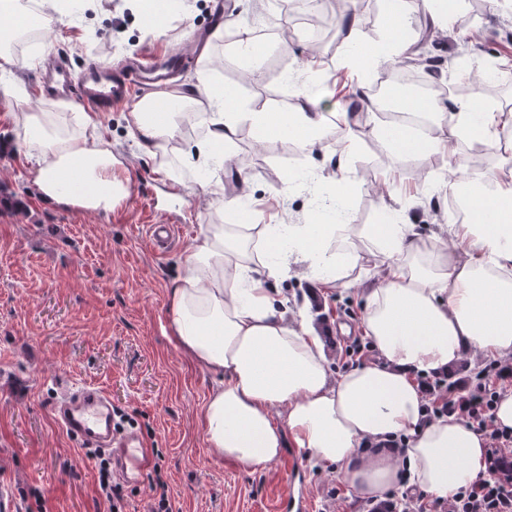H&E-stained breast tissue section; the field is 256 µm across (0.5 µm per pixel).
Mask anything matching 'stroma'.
Instances as JSON below:
<instances>
[{
    "label": "stroma",
    "instance_id": "obj_1",
    "mask_svg": "<svg viewBox=\"0 0 512 512\" xmlns=\"http://www.w3.org/2000/svg\"><path fill=\"white\" fill-rule=\"evenodd\" d=\"M191 10L162 31H147L139 0H82L79 12L53 16L21 54L37 63L52 53L67 58L73 73L92 60L119 62L139 53H180L192 60L179 81L193 89L200 73L233 89L246 106L283 109L289 76H304L309 111L333 121L342 112L356 78L372 83L381 68L360 74L339 67L345 49L337 20L310 25L288 16L266 30L249 24L261 0H185ZM473 12L463 0L447 28L413 45L409 62H425L433 81L445 82L450 66L469 58H512V0H482ZM249 33L254 52H229L231 37ZM315 54L322 71L303 75L302 61ZM36 65L0 83V512H24L42 500L46 512H104L90 450L79 447L55 419L51 401L79 383L104 388L121 413L122 430L144 437L159 455L160 471L146 469L125 485L126 512H149L150 484L162 476L175 512H275L291 471L307 486L310 512H370L374 499L345 481L340 466L314 462L306 451L282 456L250 470L216 456L207 446L201 419L205 397L219 383L177 348L170 329V290L184 274L185 259L210 224H304L326 206L318 188L286 186L289 172L313 170L330 176L335 164L322 155L303 156L275 130L245 121L225 155L207 173L192 169V151L206 135V117L179 118L172 146L152 154L129 130L127 108L100 115L101 132L124 160L130 194L108 213L57 208L44 203L31 183L22 147L15 141L12 114L18 107L60 112L64 104L39 97ZM374 114L354 128L350 163L358 173L345 224H387L382 207L386 168L405 214L421 237L461 221L457 203L441 191L449 154L401 155L374 137ZM169 164L167 180L158 169ZM176 193L184 221L172 247L159 253L147 232L164 221ZM238 197L235 207L225 199ZM378 246L366 241L352 285L307 307L314 325L328 333V372L343 371L344 350L361 332L366 298L355 278L359 269L380 276ZM346 333H339V326Z\"/></svg>",
    "mask_w": 512,
    "mask_h": 512
}]
</instances>
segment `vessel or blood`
I'll list each match as a JSON object with an SVG mask.
<instances>
[{
  "instance_id": "b4317fda",
  "label": "vessel or blood",
  "mask_w": 512,
  "mask_h": 512,
  "mask_svg": "<svg viewBox=\"0 0 512 512\" xmlns=\"http://www.w3.org/2000/svg\"><path fill=\"white\" fill-rule=\"evenodd\" d=\"M186 56L173 55L158 61L153 55L136 57L127 69L113 70L105 61L89 62L80 74H72L62 56H55L37 76L42 94L71 97L89 110L108 112L124 106L137 85L163 81L183 69ZM53 412L69 435L86 447H98L112 455L120 474L128 480L139 477L149 462L144 439L135 433H118L113 428V407L108 394L90 385H75L53 405Z\"/></svg>"
}]
</instances>
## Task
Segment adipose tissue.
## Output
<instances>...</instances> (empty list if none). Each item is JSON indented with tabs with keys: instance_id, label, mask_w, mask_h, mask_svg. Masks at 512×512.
<instances>
[{
	"instance_id": "1",
	"label": "adipose tissue",
	"mask_w": 512,
	"mask_h": 512,
	"mask_svg": "<svg viewBox=\"0 0 512 512\" xmlns=\"http://www.w3.org/2000/svg\"><path fill=\"white\" fill-rule=\"evenodd\" d=\"M341 24L351 48L344 66L360 60L391 66L410 50L407 0L387 6L385 48L363 46L356 15L342 16ZM293 96L289 109L255 112L252 121L301 153L331 148L321 117L306 109V84H294ZM200 102L209 108V148L232 145L243 117L236 94L205 75L194 95L142 97L129 130L147 149L163 148L179 127L174 119H155V112ZM448 108L451 120L439 134L383 124L373 133L401 153L443 151L452 138L495 152L501 132L512 125V111L474 99L451 101ZM69 109L76 126L65 130L43 111L14 115L33 184L47 204L109 212L129 194L127 169L111 141L93 136V117L77 104ZM442 188L464 218L430 244L404 215L362 230L350 224H214L197 239L171 291L170 326L184 353L220 379L202 406L206 442L219 457L253 469L291 445L318 462L340 465L351 487L376 499L404 479L446 499L484 476L479 433L453 418L423 423L425 393L417 379L448 372L477 351L512 358V156L501 157L495 174L454 158ZM365 236L386 259L361 321L380 359L333 380L318 334L286 318L267 282L279 278L293 256L309 270L311 296L329 293L358 262ZM398 436L406 439L403 454L365 450L366 443Z\"/></svg>"
}]
</instances>
